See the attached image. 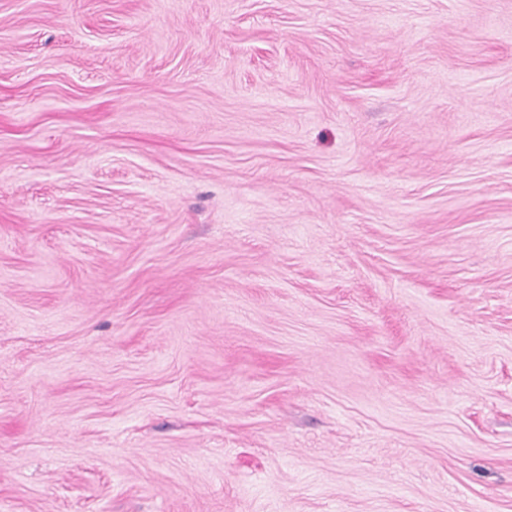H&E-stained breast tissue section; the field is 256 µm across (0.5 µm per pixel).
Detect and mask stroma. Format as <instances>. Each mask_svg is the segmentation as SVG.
<instances>
[{
  "label": "stroma",
  "mask_w": 512,
  "mask_h": 512,
  "mask_svg": "<svg viewBox=\"0 0 512 512\" xmlns=\"http://www.w3.org/2000/svg\"><path fill=\"white\" fill-rule=\"evenodd\" d=\"M0 512H512V0H0Z\"/></svg>",
  "instance_id": "35a3bbf8"
}]
</instances>
